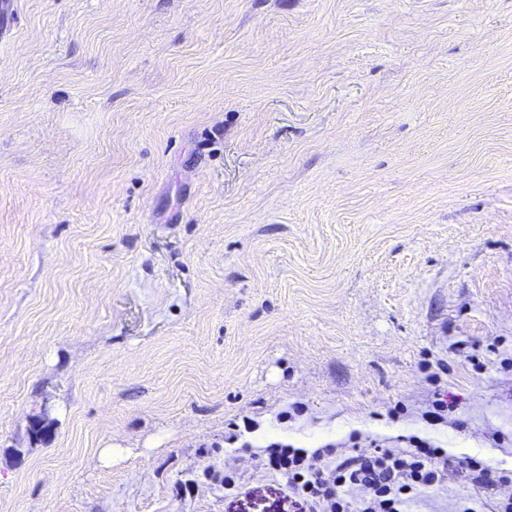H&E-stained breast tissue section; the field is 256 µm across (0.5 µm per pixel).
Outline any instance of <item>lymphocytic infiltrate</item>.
<instances>
[{
	"mask_svg": "<svg viewBox=\"0 0 512 512\" xmlns=\"http://www.w3.org/2000/svg\"><path fill=\"white\" fill-rule=\"evenodd\" d=\"M433 391L420 412L427 425L462 427L457 404L439 389V375H427ZM359 433L348 441L315 449L284 441L249 452L253 471L271 476L289 506L298 512H415L426 493L444 488L449 472L473 490L454 502V512H512V468H498L482 456L454 460L429 437L410 435L400 441L373 439L369 451Z\"/></svg>",
	"mask_w": 512,
	"mask_h": 512,
	"instance_id": "1",
	"label": "lymphocytic infiltrate"
}]
</instances>
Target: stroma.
<instances>
[{"instance_id":"35a3bbf8","label":"stroma","mask_w":512,"mask_h":512,"mask_svg":"<svg viewBox=\"0 0 512 512\" xmlns=\"http://www.w3.org/2000/svg\"><path fill=\"white\" fill-rule=\"evenodd\" d=\"M510 356L512 0H0V512H291L245 416L511 467ZM456 401L448 398L444 390L438 389L431 393L423 410L420 412V418L429 426L452 425L456 428L464 426V421L456 418ZM210 484L224 487L225 496H238L246 493L247 483L244 471L237 468L208 467L205 470Z\"/></svg>"}]
</instances>
